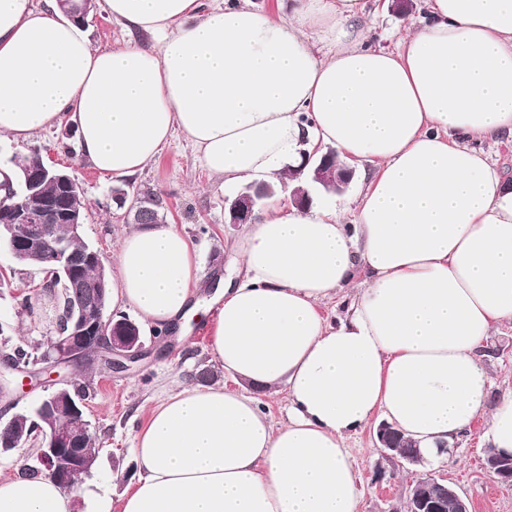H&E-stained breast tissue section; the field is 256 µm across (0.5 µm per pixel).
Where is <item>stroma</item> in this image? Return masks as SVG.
I'll return each mask as SVG.
<instances>
[{"label":"stroma","mask_w":512,"mask_h":512,"mask_svg":"<svg viewBox=\"0 0 512 512\" xmlns=\"http://www.w3.org/2000/svg\"><path fill=\"white\" fill-rule=\"evenodd\" d=\"M411 9L397 13L392 0H370L368 37L373 46L393 50L400 38L417 25L425 12V0H411ZM74 131L60 125L34 134L24 142L0 136V148L25 153L40 150L44 161L66 169L83 187L87 204L82 226L84 240L113 257L118 242L134 222L127 209L116 208L112 188L117 176L103 175L73 152ZM131 191L151 188L166 202L167 223L200 243L199 265L204 285H213L233 264L230 243L239 227L225 223L224 201L235 188L223 187L195 161L192 146L174 136L159 159L129 179ZM44 275L37 267L21 265L0 248V356L18 345L34 346L55 334L58 312L48 306L41 284ZM30 297V309L20 305ZM218 308L202 304L187 318L189 333L177 342L157 337L143 328L149 355L137 366L111 371L93 364L81 375L90 393L86 418L97 437L99 457L90 475L82 477L74 496L76 512H91L96 497L119 498L135 474L131 455L132 436L145 420L160 385L192 379L199 369L213 373V383L231 384V377L212 362L210 341ZM487 366L495 391L512 388V325L500 328L488 340ZM373 426L352 437L349 446L363 481L364 496L359 512H406L410 485L419 475L430 473L447 478L468 502L471 512H512V486L502 485L484 469V450L490 442L484 420L456 440L447 462L434 467L412 466L383 456L373 439Z\"/></svg>","instance_id":"35a3bbf8"}]
</instances>
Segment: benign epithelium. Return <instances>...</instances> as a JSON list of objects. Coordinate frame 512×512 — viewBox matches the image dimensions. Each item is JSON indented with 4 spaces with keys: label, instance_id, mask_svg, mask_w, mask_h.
<instances>
[{
    "label": "benign epithelium",
    "instance_id": "benign-epithelium-1",
    "mask_svg": "<svg viewBox=\"0 0 512 512\" xmlns=\"http://www.w3.org/2000/svg\"><path fill=\"white\" fill-rule=\"evenodd\" d=\"M301 168L308 169L312 181L332 185L342 192L348 183L351 172L338 166L336 155L328 151L322 155L300 150ZM9 162L20 172V185L16 194L20 202L12 205L0 216V240L7 241V250L15 262L32 264L35 258L45 254L55 256L60 265L49 270L45 281L56 282L64 277L68 280L78 273L81 265H91L99 273L94 282L101 292V303L97 306L68 312L56 326V336L49 339L48 348L31 368H20L4 361L6 368L31 380L43 373L59 375L69 372V379L62 381L47 396L33 407L34 420L26 441L31 443L30 464L24 468L50 476L64 490L75 488L72 472H91L98 458L97 453H87L84 441L93 436L89 422L85 419V401L75 389L78 368L105 357L111 361L110 368L126 369L147 357L142 341L140 326L126 318L114 320L110 311L111 289L106 284L107 257L97 249H91L82 257V262L65 254L53 237V224L66 222L79 224V217L67 207V198L82 191L81 186L65 170L49 169L41 159L25 157L17 152L8 157ZM50 176L60 186V194L53 200H45L35 191V186L43 178ZM258 183L240 190L237 196L224 209L225 222L232 225L251 224L260 200L256 191ZM35 224L34 232L22 239L9 235L13 224ZM54 411L69 414V421L57 423L51 416ZM375 444L389 458L400 456L397 448V432L388 423L382 422L375 430ZM484 466L489 476L498 482H512V459H506L489 449L486 451ZM410 498L417 500L418 512H470L468 504L453 485L444 478L430 475L419 477L411 485Z\"/></svg>",
    "mask_w": 512,
    "mask_h": 512
}]
</instances>
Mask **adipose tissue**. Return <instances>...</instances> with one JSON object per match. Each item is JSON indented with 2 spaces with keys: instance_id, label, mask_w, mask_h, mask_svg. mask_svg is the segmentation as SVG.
<instances>
[{
  "instance_id": "obj_1",
  "label": "adipose tissue",
  "mask_w": 512,
  "mask_h": 512,
  "mask_svg": "<svg viewBox=\"0 0 512 512\" xmlns=\"http://www.w3.org/2000/svg\"><path fill=\"white\" fill-rule=\"evenodd\" d=\"M426 2L388 51L366 0H104L132 38L99 50L57 0H0V135L64 124L91 167L132 176L179 134L227 186L279 181L321 143L373 165L341 208L274 197L246 225L212 297L211 353L238 387L163 388L133 437L136 481L93 512H359L347 441L378 415L431 460L480 418L512 454V389L493 393L485 366L512 323V181L472 145L512 135V0ZM199 250L172 224L126 232L113 308L173 329ZM250 385L285 391L281 422ZM0 512L72 497L0 473Z\"/></svg>"
}]
</instances>
